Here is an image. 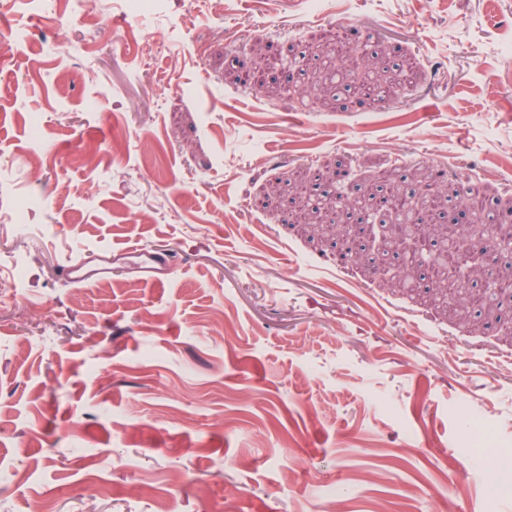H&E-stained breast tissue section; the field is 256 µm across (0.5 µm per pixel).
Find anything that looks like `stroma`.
<instances>
[{
  "label": "stroma",
  "mask_w": 512,
  "mask_h": 512,
  "mask_svg": "<svg viewBox=\"0 0 512 512\" xmlns=\"http://www.w3.org/2000/svg\"><path fill=\"white\" fill-rule=\"evenodd\" d=\"M506 59L512 0H0V512H512V296L345 257L420 166L512 225ZM147 257V263L142 268V273L148 280L156 281L170 274L172 262L162 253L153 251H139Z\"/></svg>",
  "instance_id": "1"
}]
</instances>
